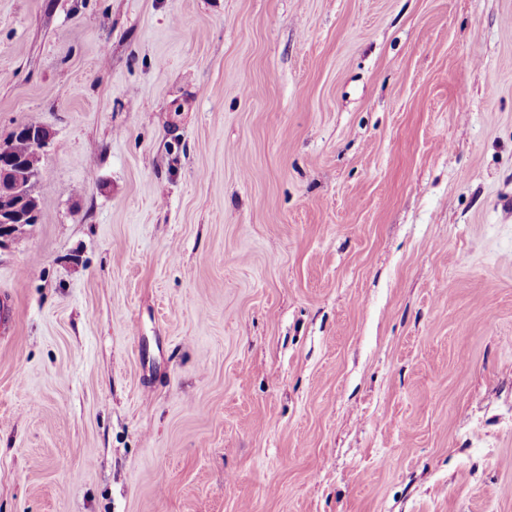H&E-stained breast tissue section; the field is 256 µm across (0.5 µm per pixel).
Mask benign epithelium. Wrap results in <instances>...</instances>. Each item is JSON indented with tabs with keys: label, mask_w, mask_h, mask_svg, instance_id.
<instances>
[{
	"label": "benign epithelium",
	"mask_w": 512,
	"mask_h": 512,
	"mask_svg": "<svg viewBox=\"0 0 512 512\" xmlns=\"http://www.w3.org/2000/svg\"><path fill=\"white\" fill-rule=\"evenodd\" d=\"M15 133L29 140L30 150L19 163L10 143H0V244L23 234L37 221L38 205L32 184L51 139L45 128L35 131L21 125Z\"/></svg>",
	"instance_id": "7a95c632"
}]
</instances>
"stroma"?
Returning <instances> with one entry per match:
<instances>
[{
    "instance_id": "35a3bbf8",
    "label": "stroma",
    "mask_w": 512,
    "mask_h": 512,
    "mask_svg": "<svg viewBox=\"0 0 512 512\" xmlns=\"http://www.w3.org/2000/svg\"><path fill=\"white\" fill-rule=\"evenodd\" d=\"M0 512H512V0H0ZM15 133L29 140L30 150L29 142L15 137ZM15 133L10 137L14 138V152L18 156L29 154L19 164L10 143H0V245L23 234L37 221L38 205L31 187L51 139L46 128L35 131L21 125Z\"/></svg>"
}]
</instances>
